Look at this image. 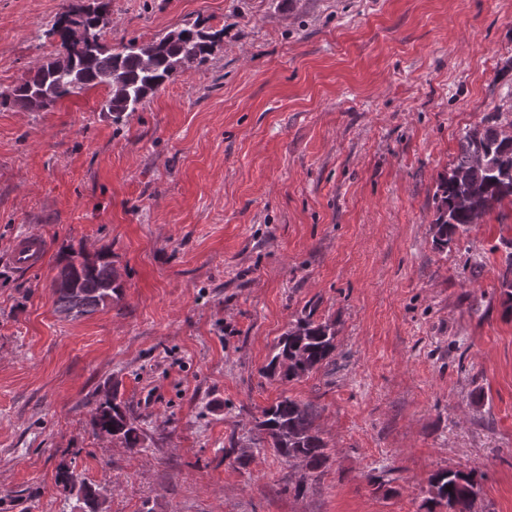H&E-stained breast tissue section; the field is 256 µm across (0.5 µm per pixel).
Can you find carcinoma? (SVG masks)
<instances>
[{"instance_id":"cac0c4a2","label":"carcinoma","mask_w":512,"mask_h":512,"mask_svg":"<svg viewBox=\"0 0 512 512\" xmlns=\"http://www.w3.org/2000/svg\"><path fill=\"white\" fill-rule=\"evenodd\" d=\"M48 32L59 36L58 54L71 61L69 69H52V61L41 64L34 74L10 91L0 93V105H20L32 112L48 111L62 99L103 84L112 76V87L107 100L115 113L114 121L137 111L148 96L157 91L179 69H200L208 63L211 52L208 37L196 27L182 29L175 41L156 39L138 45L137 39L121 41L117 46L91 49L74 39L71 28L73 17L79 16L87 27H94L96 16L87 10L83 0H64ZM435 200L437 217L432 225L433 239L445 248L467 232L468 226L494 207L512 202V138L503 135L502 128L488 125L472 128L460 138L457 162L447 175L440 178ZM55 282L63 287L55 289L56 310L73 319L90 315L119 297L121 284L117 282L108 251L89 258L84 251H72L58 261ZM71 284L76 292L65 288ZM503 312L512 315V253L506 257L502 275ZM303 335L290 333L282 336L275 346V354L265 368L270 375L282 371L285 379H298L333 361L336 352V332L328 322L309 318L298 320ZM314 411L310 404L288 396L265 408L257 420V428L266 434V440L275 454L287 461L300 459L312 469L321 467L326 459V444L314 427ZM95 430L100 434L118 437L134 449L140 443L139 428L116 402V396H107L95 408ZM60 493H72L75 480L71 473L62 475L58 483ZM89 512H99L97 494L81 487ZM479 488L471 474L459 471L439 472L431 480L430 502L443 505L448 512H473Z\"/></svg>"}]
</instances>
